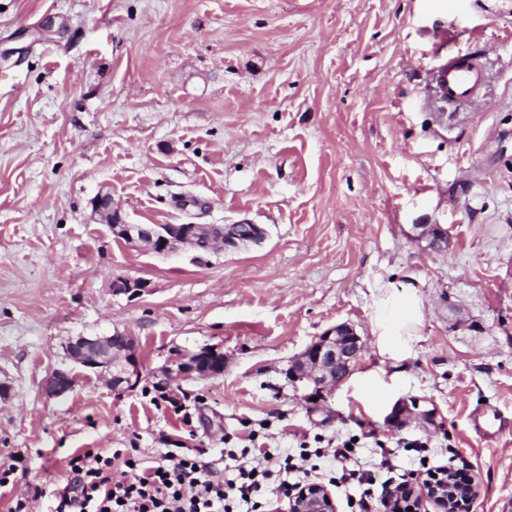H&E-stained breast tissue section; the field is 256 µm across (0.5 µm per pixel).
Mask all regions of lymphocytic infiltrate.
<instances>
[{"mask_svg":"<svg viewBox=\"0 0 512 512\" xmlns=\"http://www.w3.org/2000/svg\"><path fill=\"white\" fill-rule=\"evenodd\" d=\"M69 468L71 480L56 512H234L240 502L247 512H265L268 491L289 496V476L309 475L316 466L305 448L296 455L266 451L227 480L209 463L174 449L152 462L134 453L88 449L74 455ZM335 481L359 487L357 512H402L399 503L389 502V488H377L369 472L344 465Z\"/></svg>","mask_w":512,"mask_h":512,"instance_id":"obj_1","label":"lymphocytic infiltrate"}]
</instances>
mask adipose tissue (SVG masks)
<instances>
[{"instance_id":"obj_1","label":"adipose tissue","mask_w":512,"mask_h":512,"mask_svg":"<svg viewBox=\"0 0 512 512\" xmlns=\"http://www.w3.org/2000/svg\"><path fill=\"white\" fill-rule=\"evenodd\" d=\"M374 311V334L380 354L401 362L411 353L424 318L422 300L410 282L394 279L377 284Z\"/></svg>"}]
</instances>
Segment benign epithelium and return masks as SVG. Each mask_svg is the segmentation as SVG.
<instances>
[{
    "mask_svg": "<svg viewBox=\"0 0 512 512\" xmlns=\"http://www.w3.org/2000/svg\"><path fill=\"white\" fill-rule=\"evenodd\" d=\"M94 212L102 223L109 226L113 235L146 252L168 254L183 244L208 248L221 241V237L216 235H200L194 225L127 224L119 212L112 210V196L108 192L96 196ZM363 351L361 338L350 326L340 324L320 336L290 365L288 378L311 382L316 390L323 391L341 382ZM68 355L74 363L108 378L114 390L132 385V377L139 374L140 362L130 336L120 345L113 343L111 336H80L70 343ZM223 372L224 354L203 348L180 354L171 365L165 367L163 374L171 383L194 376H216ZM73 386V376L63 369L52 371L43 381V391L51 397H60ZM402 495L414 500L428 498L437 504L440 512H458L456 478L451 471L420 487L410 483L398 490L397 496ZM288 512H336V503L325 486L310 484L297 490L288 502Z\"/></svg>",
    "mask_w": 512,
    "mask_h": 512,
    "instance_id": "obj_1",
    "label": "benign epithelium"
}]
</instances>
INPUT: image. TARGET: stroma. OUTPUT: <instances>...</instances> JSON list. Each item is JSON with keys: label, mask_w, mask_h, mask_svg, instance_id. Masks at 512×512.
I'll use <instances>...</instances> for the list:
<instances>
[{"label": "stroma", "mask_w": 512, "mask_h": 512, "mask_svg": "<svg viewBox=\"0 0 512 512\" xmlns=\"http://www.w3.org/2000/svg\"><path fill=\"white\" fill-rule=\"evenodd\" d=\"M57 32L40 38L46 19ZM484 53L479 109L437 112L426 71ZM102 192L130 224H253L255 242L158 255L99 223ZM144 282L136 296L117 278ZM410 282L419 341L395 364L373 334L375 285ZM364 343L352 374L392 379L371 408L347 382L316 397L289 365L332 327ZM134 336L140 376L115 392L72 365L79 336ZM224 372L180 387L184 350ZM72 367L74 389L42 391ZM0 512H55L88 448L322 449L418 440L474 477L469 512H512V0H0ZM414 397L430 421L390 425ZM224 372V354L211 348L186 352L170 365L163 374L168 382L182 381L195 376H216ZM472 430L483 440L491 441L511 432L509 421L495 407H480L469 414Z\"/></svg>", "instance_id": "obj_1"}]
</instances>
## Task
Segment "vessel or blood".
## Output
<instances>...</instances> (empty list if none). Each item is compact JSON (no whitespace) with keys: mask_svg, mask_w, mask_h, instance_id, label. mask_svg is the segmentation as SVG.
I'll use <instances>...</instances> for the list:
<instances>
[{"mask_svg":"<svg viewBox=\"0 0 512 512\" xmlns=\"http://www.w3.org/2000/svg\"><path fill=\"white\" fill-rule=\"evenodd\" d=\"M483 72L475 52L469 51L452 60L440 62L431 72L427 87L429 98L436 103L470 104L479 102ZM469 422L483 440L491 441L512 430V422L494 407L471 411Z\"/></svg>","mask_w":512,"mask_h":512,"instance_id":"1","label":"vessel or blood"}]
</instances>
